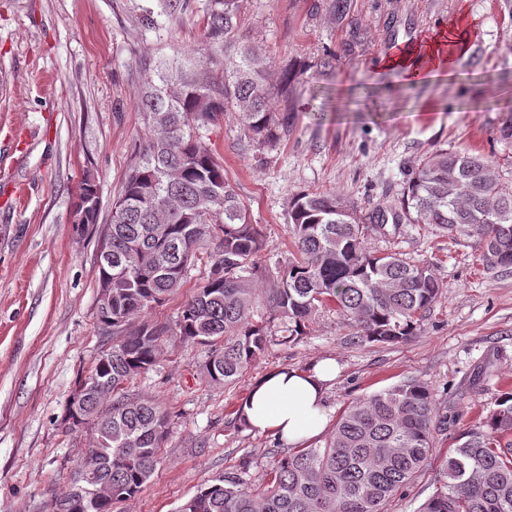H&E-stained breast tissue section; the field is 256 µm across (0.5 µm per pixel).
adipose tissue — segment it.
Instances as JSON below:
<instances>
[{"label": "adipose tissue", "instance_id": "obj_1", "mask_svg": "<svg viewBox=\"0 0 512 512\" xmlns=\"http://www.w3.org/2000/svg\"><path fill=\"white\" fill-rule=\"evenodd\" d=\"M470 38L466 23L451 31L440 28L415 50L383 56L381 66L413 83L423 74L448 71L456 55L467 53ZM335 370L333 361L321 360L304 370L282 368L264 375L243 401L247 426L297 444L318 436L328 422L324 392Z\"/></svg>", "mask_w": 512, "mask_h": 512}]
</instances>
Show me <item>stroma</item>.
Returning <instances> with one entry per match:
<instances>
[{"mask_svg":"<svg viewBox=\"0 0 512 512\" xmlns=\"http://www.w3.org/2000/svg\"><path fill=\"white\" fill-rule=\"evenodd\" d=\"M240 0L239 36L258 46L268 79L287 82L271 109L291 117L279 149L249 143L243 117L227 109L202 138L267 228L264 260L291 248L287 203L302 191L340 196L370 211L400 197L412 171L439 148L489 156L512 179V144L500 138L512 114V0ZM212 0H0V512H52L87 450L66 429V402L82 371L111 347L97 320V242L73 216L84 173L108 223L133 150L147 125L137 102L159 63L200 54ZM466 13L478 31L446 78L406 83L379 59L414 46L433 27ZM430 262L442 295L415 336L396 345L351 341L335 312L317 315L307 336L271 344L236 384L204 378V346L169 340L156 367L127 386L170 415L160 462L142 492L114 512H177L227 469L261 483L275 435L242 427L235 411L253 384L281 367L336 363L325 392L330 420L357 398L409 376L428 383L446 430L425 468L386 512H419L439 484L449 448L497 408L512 374V272H483L476 238H438L425 224H386L366 240ZM206 274L195 264L182 288L142 320L174 326Z\"/></svg>","mask_w":512,"mask_h":512,"instance_id":"stroma-1","label":"stroma"}]
</instances>
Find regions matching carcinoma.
<instances>
[{"label":"carcinoma","mask_w":512,"mask_h":512,"mask_svg":"<svg viewBox=\"0 0 512 512\" xmlns=\"http://www.w3.org/2000/svg\"><path fill=\"white\" fill-rule=\"evenodd\" d=\"M239 3L214 0L205 27L206 49L235 48L239 60L204 80L190 59L176 57L141 95L148 133L112 201L110 223L98 224L94 175L80 183L77 229L97 234L111 250L98 283L112 289V310L98 312V320L112 330V352L96 358L77 385L106 382L112 402L89 391L76 412L65 406L63 421L71 431L100 434L101 447L87 449L85 462L112 485V502L87 511L67 489L55 497L53 512H112L153 474L168 413L154 399L129 396L125 385L153 369L170 330L134 319L175 294L195 262L208 272L183 305L176 335L209 348L202 370L224 386L272 342L307 335L322 310L347 320L361 343L397 344L415 335L442 284L427 261L367 249L365 239L388 215L396 224H428L451 240L459 233L475 237L487 270L512 269V184L503 183L489 157L448 149L426 154L402 196L368 213L333 194L293 195V252L273 267L262 263L266 228L252 223L223 164L199 136L229 105L256 143L274 147L288 132V116L270 110L286 87L271 85L260 51L239 42ZM148 224L158 225L155 234L145 232ZM260 300L266 322L254 320ZM447 425L430 386L411 376L353 402L324 446L274 450L260 486L226 471L178 512H385L427 464L435 434ZM419 512H512V392L487 420L459 435L444 479Z\"/></svg>","instance_id":"carcinoma-1"}]
</instances>
